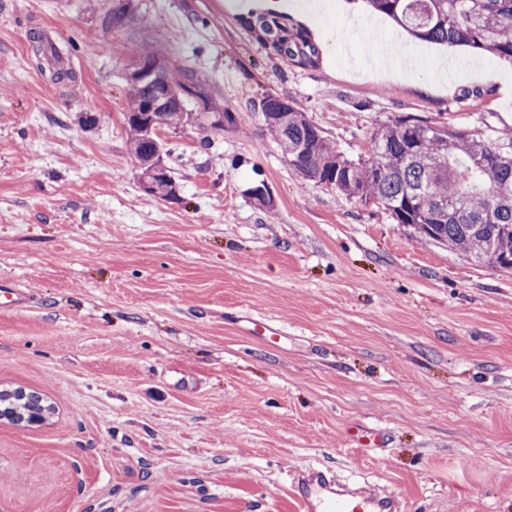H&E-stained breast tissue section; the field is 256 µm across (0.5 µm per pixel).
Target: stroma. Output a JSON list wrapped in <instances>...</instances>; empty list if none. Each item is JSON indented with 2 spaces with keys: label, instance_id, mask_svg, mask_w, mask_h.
<instances>
[{
  "label": "stroma",
  "instance_id": "obj_1",
  "mask_svg": "<svg viewBox=\"0 0 512 512\" xmlns=\"http://www.w3.org/2000/svg\"><path fill=\"white\" fill-rule=\"evenodd\" d=\"M234 2L130 0L112 28V0H0V279L32 294L0 310V389L51 408L0 420V512H298L287 473L308 466L402 512H512V272L304 180L252 109L287 97L357 161L410 115L512 128V63L328 0L286 14L319 49L302 68ZM406 39L415 72L369 63ZM116 41L198 78L193 121L160 131L178 199L143 190ZM207 107L233 122L197 121ZM250 309L278 347L236 330ZM362 428L383 447L352 442ZM232 321L249 335L260 336L268 345H271L270 340L278 342L286 335L284 328L274 319L262 316L254 310L234 315Z\"/></svg>",
  "mask_w": 512,
  "mask_h": 512
}]
</instances>
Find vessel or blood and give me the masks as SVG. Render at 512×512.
Masks as SVG:
<instances>
[{
  "label": "vessel or blood",
  "mask_w": 512,
  "mask_h": 512,
  "mask_svg": "<svg viewBox=\"0 0 512 512\" xmlns=\"http://www.w3.org/2000/svg\"><path fill=\"white\" fill-rule=\"evenodd\" d=\"M31 295L17 284L0 281V308L26 306ZM232 321L252 336L279 341L284 328L274 319L249 310ZM290 490L300 512H399L395 496L379 492L369 484L343 483L329 468L303 467L290 471Z\"/></svg>",
  "instance_id": "b4317fda"
}]
</instances>
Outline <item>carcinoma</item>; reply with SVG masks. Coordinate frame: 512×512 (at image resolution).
Segmentation results:
<instances>
[{"mask_svg":"<svg viewBox=\"0 0 512 512\" xmlns=\"http://www.w3.org/2000/svg\"><path fill=\"white\" fill-rule=\"evenodd\" d=\"M367 2L423 41L462 45L512 61V0ZM248 25L273 53L305 68L317 65L319 50L306 29L273 14H258ZM170 79L181 93L160 102L158 93ZM195 89L194 75L185 71L179 78L163 71L128 83L129 147L147 180L155 179V166L163 163L166 184H174L148 115L151 104L160 103L170 114L184 112ZM253 109L263 117L271 112L282 117L265 127L304 179L382 206L425 242L512 271V133L493 128L470 133L451 123L403 118L378 128L368 158L355 162L337 151L294 101L267 94Z\"/></svg>","mask_w":512,"mask_h":512,"instance_id":"carcinoma-1","label":"carcinoma"}]
</instances>
